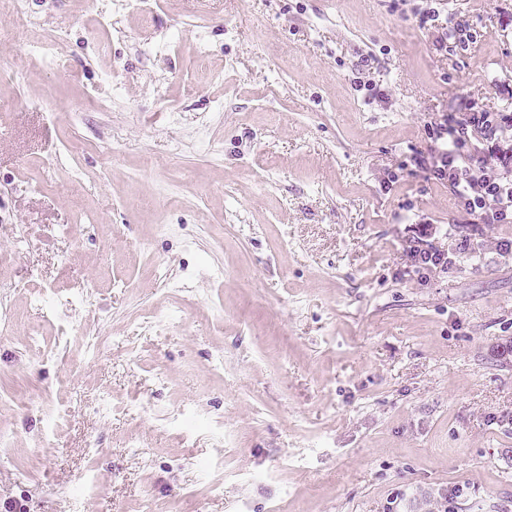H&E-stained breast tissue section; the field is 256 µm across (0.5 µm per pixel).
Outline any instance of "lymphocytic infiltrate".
Here are the masks:
<instances>
[{"label": "lymphocytic infiltrate", "mask_w": 512, "mask_h": 512, "mask_svg": "<svg viewBox=\"0 0 512 512\" xmlns=\"http://www.w3.org/2000/svg\"><path fill=\"white\" fill-rule=\"evenodd\" d=\"M431 145L414 155L426 181L447 188L456 212L477 224H512V113L493 107L470 109L463 116L444 115L427 127ZM429 224L416 227L406 250L415 274L446 272L471 249L461 239L453 251L424 245Z\"/></svg>", "instance_id": "f902f5d3"}]
</instances>
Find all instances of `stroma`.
Here are the masks:
<instances>
[{
	"instance_id": "35a3bbf8",
	"label": "stroma",
	"mask_w": 512,
	"mask_h": 512,
	"mask_svg": "<svg viewBox=\"0 0 512 512\" xmlns=\"http://www.w3.org/2000/svg\"><path fill=\"white\" fill-rule=\"evenodd\" d=\"M421 4L0 15V512H512V224L410 163L512 104V0L446 57ZM423 222L474 254L408 272ZM67 34L65 31L54 32L47 35L43 40L39 54L32 59L35 66H40L54 59L61 43L66 41Z\"/></svg>"
}]
</instances>
